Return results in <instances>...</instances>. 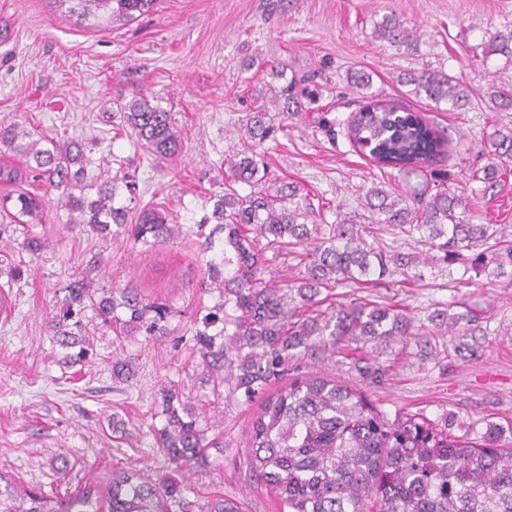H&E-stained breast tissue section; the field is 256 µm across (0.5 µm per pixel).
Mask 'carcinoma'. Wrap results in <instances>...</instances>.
<instances>
[{"label":"carcinoma","instance_id":"cac0c4a2","mask_svg":"<svg viewBox=\"0 0 512 512\" xmlns=\"http://www.w3.org/2000/svg\"><path fill=\"white\" fill-rule=\"evenodd\" d=\"M156 0H53L82 21L133 20ZM378 37L408 49L415 32L393 16L377 23ZM484 56L512 59V28L488 32ZM303 75L274 91L271 101L283 119H292L312 98ZM417 96L452 110L469 103L459 78L424 68L408 74ZM497 109H512V88L490 86ZM133 143L154 157L155 165L174 160L182 150L173 113L136 94L121 116ZM284 125L265 104L247 114L251 144L229 164L231 183L211 214L194 224H170L156 207L138 208L135 197L123 200L120 187L135 190L132 176L119 168L106 179L90 176L81 145L42 140L19 123H0V145L24 159V165H0V251L11 257L5 268L10 282L21 280L24 256L45 249L44 240L26 228L39 220L45 193L60 192L78 217L67 227L102 240L124 235L133 244L153 247L178 235L198 239L199 262L206 278L200 291L218 293L213 305L195 317L202 328L193 336L204 384L217 400L224 392L260 399L252 416L245 448L249 473L271 486L292 512H512V423L488 422L483 433H454L449 418L439 422L422 414H388L333 376L299 372L295 361L315 351L343 354L352 344H382L411 335L410 321L392 306L374 302L317 309L325 290L361 284L394 266L408 275L413 260L400 253L386 256L367 245L348 220L328 225V236L309 223L310 205L299 202L300 188L288 182L266 191L268 169L261 150L277 140ZM348 136L360 151L383 165L411 174L433 160L445 146L443 134L415 112L375 99L354 113ZM493 159H512V131H495L488 140ZM236 182L251 187L242 196ZM40 183L45 192L31 186ZM374 223L403 233H425L429 249L449 262L493 236L491 224H476L468 200L448 189L429 187L399 194L377 187L366 192ZM303 246L305 272L298 284L280 288L265 279L266 253L284 245ZM90 264L69 277L56 314L47 322L53 344L64 362L88 364L96 352L87 328V311L107 325L120 323L127 335H170L178 311L167 302H145L138 289L95 287ZM357 375L371 386L384 383L387 369L377 361L353 362ZM288 382H283V379ZM161 425L152 427L155 447L177 468L208 471V448H221L214 426L200 423L194 407L171 385L160 389ZM0 512H193L180 484L152 480L124 469L112 470L106 486L93 479L64 491L27 487L0 473ZM199 512H240L238 504L216 495Z\"/></svg>","mask_w":512,"mask_h":512}]
</instances>
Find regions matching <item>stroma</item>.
Masks as SVG:
<instances>
[{
  "mask_svg": "<svg viewBox=\"0 0 512 512\" xmlns=\"http://www.w3.org/2000/svg\"><path fill=\"white\" fill-rule=\"evenodd\" d=\"M390 13L417 31L416 49L377 38L376 23ZM506 26L512 0H156L151 13L107 27L77 22L52 0H0V123L81 143L93 171L122 160L136 176L139 206L162 205L183 221L210 212L223 194L228 165L247 140L243 118L278 83L271 67L311 75L315 103L266 142L264 160L276 183L299 186L314 222L345 215L370 227L368 189L402 193L426 182L468 197L474 222L495 227L478 248L483 261L466 266L444 262L420 233L373 230L374 246L412 257L413 278L396 273L373 288L339 286L333 298L395 304L411 322L413 339L379 349L388 378L367 393L380 409L450 414L458 432L479 430L488 421L512 422V264L492 261L501 242L512 244V161L502 162L494 187L468 179L489 164L493 131L512 130V110H495L487 97L489 84H512V62L483 57L480 48L487 31ZM424 67L457 76L468 106L451 110L414 96L404 78ZM354 74L368 75V87L352 85ZM140 88L173 113L181 134L182 152L164 169L120 124ZM374 98L406 105L434 125L447 138L442 154L407 177L359 151L347 121ZM67 219L59 193L49 194L36 227L47 247L12 288V308L0 311V473L43 486L54 479L52 460L63 455L71 486L132 468L153 479L174 476L200 504L221 494L237 499L241 512H289L272 487L248 476L256 403L235 396L204 406L203 419L224 432L223 447L209 451L222 463L218 470L173 472L154 446L157 388L174 385L192 404L205 392L191 345L195 313L214 298L197 289L204 268L195 239L147 249L69 230ZM94 256L101 259L97 287L133 285L147 300H169L179 315L162 340L89 323L97 359L68 367L47 335V315L60 285ZM440 311L475 319L482 335L474 357H456L468 326L435 320ZM125 359L135 376L113 380V361ZM116 418L125 436L113 435Z\"/></svg>",
  "mask_w": 512,
  "mask_h": 512,
  "instance_id": "obj_1",
  "label": "stroma"
}]
</instances>
